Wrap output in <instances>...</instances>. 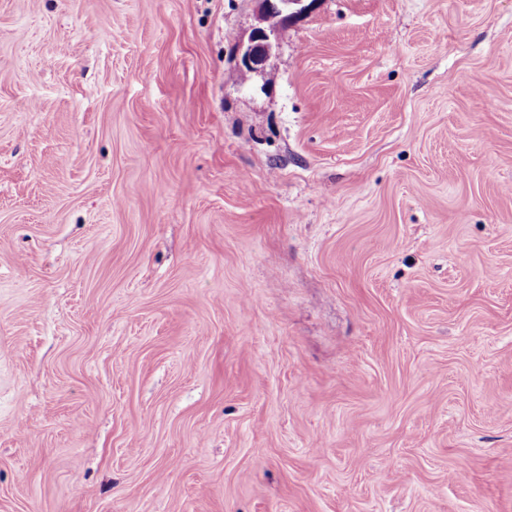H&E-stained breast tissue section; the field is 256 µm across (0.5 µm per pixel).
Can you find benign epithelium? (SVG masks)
<instances>
[{"instance_id": "1", "label": "benign epithelium", "mask_w": 512, "mask_h": 512, "mask_svg": "<svg viewBox=\"0 0 512 512\" xmlns=\"http://www.w3.org/2000/svg\"><path fill=\"white\" fill-rule=\"evenodd\" d=\"M258 25L249 41L237 47L238 67L254 73L278 44L281 27L311 10L317 0H255Z\"/></svg>"}]
</instances>
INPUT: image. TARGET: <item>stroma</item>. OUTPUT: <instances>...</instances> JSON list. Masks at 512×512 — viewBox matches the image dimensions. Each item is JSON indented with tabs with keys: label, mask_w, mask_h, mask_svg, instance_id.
<instances>
[{
	"label": "stroma",
	"mask_w": 512,
	"mask_h": 512,
	"mask_svg": "<svg viewBox=\"0 0 512 512\" xmlns=\"http://www.w3.org/2000/svg\"><path fill=\"white\" fill-rule=\"evenodd\" d=\"M0 0V512H512V0ZM309 3H305V2ZM258 25L253 29L246 45L237 47L238 67L251 73L257 72L278 44L282 26L311 10L317 0H255ZM277 20L279 23H273Z\"/></svg>",
	"instance_id": "1"
}]
</instances>
